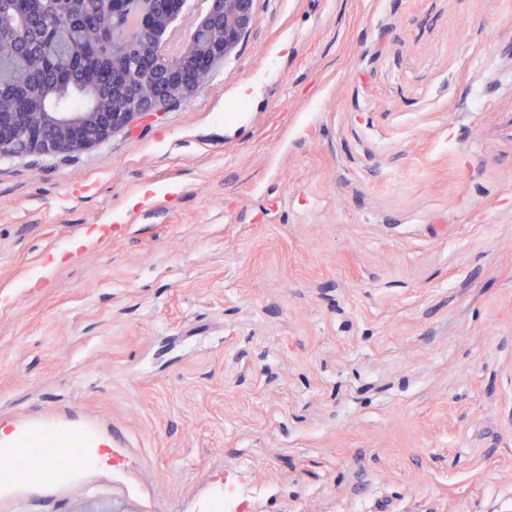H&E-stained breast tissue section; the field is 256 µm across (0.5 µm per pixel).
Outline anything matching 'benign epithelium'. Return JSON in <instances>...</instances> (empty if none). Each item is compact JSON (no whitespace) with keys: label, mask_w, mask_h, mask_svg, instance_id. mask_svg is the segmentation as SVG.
<instances>
[{"label":"benign epithelium","mask_w":512,"mask_h":512,"mask_svg":"<svg viewBox=\"0 0 512 512\" xmlns=\"http://www.w3.org/2000/svg\"><path fill=\"white\" fill-rule=\"evenodd\" d=\"M224 2V41L196 54L197 38ZM153 0H96L112 10L121 22V32L112 33L108 46L124 45V35L142 28L156 29L154 62L166 70L169 82L155 88L151 101L140 109L99 112L101 99L95 98L94 112H34L22 122V113H0V156L14 154H71L108 140L112 134L130 128L137 120L157 115L170 106L175 95L197 94L203 85L187 75L186 65L212 73L228 58L255 22L254 0H166L167 17L156 24L151 14ZM181 36L177 53L164 49L174 34ZM24 123L16 129L18 123Z\"/></svg>","instance_id":"obj_1"}]
</instances>
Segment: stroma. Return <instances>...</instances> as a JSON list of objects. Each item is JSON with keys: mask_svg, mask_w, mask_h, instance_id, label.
<instances>
[{"mask_svg": "<svg viewBox=\"0 0 512 512\" xmlns=\"http://www.w3.org/2000/svg\"><path fill=\"white\" fill-rule=\"evenodd\" d=\"M190 101L0 159V418L124 430L20 512H512V0H255Z\"/></svg>", "mask_w": 512, "mask_h": 512, "instance_id": "obj_1", "label": "stroma"}]
</instances>
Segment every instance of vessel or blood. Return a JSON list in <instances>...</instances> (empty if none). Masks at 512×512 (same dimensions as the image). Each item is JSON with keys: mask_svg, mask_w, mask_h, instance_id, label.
I'll return each mask as SVG.
<instances>
[{"mask_svg": "<svg viewBox=\"0 0 512 512\" xmlns=\"http://www.w3.org/2000/svg\"><path fill=\"white\" fill-rule=\"evenodd\" d=\"M125 440L117 427L95 421L80 422L56 411L0 424V447L10 449V462L24 467L32 449L42 456L38 468L44 480L64 486L94 466L95 456L108 453Z\"/></svg>", "mask_w": 512, "mask_h": 512, "instance_id": "obj_1", "label": "vessel or blood"}]
</instances>
